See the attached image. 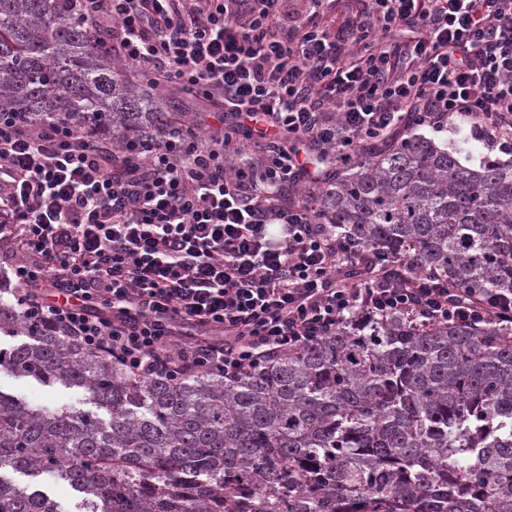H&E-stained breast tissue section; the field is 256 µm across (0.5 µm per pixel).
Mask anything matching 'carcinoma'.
Instances as JSON below:
<instances>
[{"label": "carcinoma", "instance_id": "1", "mask_svg": "<svg viewBox=\"0 0 512 512\" xmlns=\"http://www.w3.org/2000/svg\"><path fill=\"white\" fill-rule=\"evenodd\" d=\"M103 35L61 0H0V107L110 141L163 127ZM423 136L363 142L315 185L316 219L479 296L512 293V164H464ZM0 367L79 388L104 415L0 391V470L52 474L85 512H512V333L341 323L227 380L131 378L11 306ZM0 512H62L0 480Z\"/></svg>", "mask_w": 512, "mask_h": 512}]
</instances>
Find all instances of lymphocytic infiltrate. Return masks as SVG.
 Instances as JSON below:
<instances>
[{"label":"lymphocytic infiltrate","instance_id":"obj_1","mask_svg":"<svg viewBox=\"0 0 512 512\" xmlns=\"http://www.w3.org/2000/svg\"><path fill=\"white\" fill-rule=\"evenodd\" d=\"M78 0L127 76L199 93L222 127L100 143L0 111V272L16 302L129 376L232 379L347 316L512 330L412 260L315 219L311 183L345 147L473 123L512 150V0ZM292 199H283L284 190Z\"/></svg>","mask_w":512,"mask_h":512}]
</instances>
